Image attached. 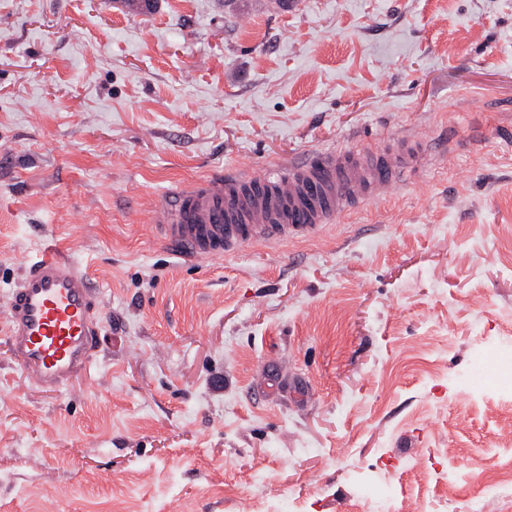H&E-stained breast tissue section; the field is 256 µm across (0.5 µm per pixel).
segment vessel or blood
I'll use <instances>...</instances> for the list:
<instances>
[{
    "instance_id": "obj_1",
    "label": "vessel or blood",
    "mask_w": 512,
    "mask_h": 512,
    "mask_svg": "<svg viewBox=\"0 0 512 512\" xmlns=\"http://www.w3.org/2000/svg\"><path fill=\"white\" fill-rule=\"evenodd\" d=\"M430 149V136L416 133L381 147L303 154L275 169L219 172L151 203L152 230L188 260L307 238L388 194ZM102 328L92 284L71 260L46 251L26 265L7 332L27 381L68 387L97 351Z\"/></svg>"
}]
</instances>
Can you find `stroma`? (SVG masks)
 <instances>
[{
  "instance_id": "stroma-1",
  "label": "stroma",
  "mask_w": 512,
  "mask_h": 512,
  "mask_svg": "<svg viewBox=\"0 0 512 512\" xmlns=\"http://www.w3.org/2000/svg\"><path fill=\"white\" fill-rule=\"evenodd\" d=\"M455 127L310 239L186 261L148 202ZM69 256L103 331L25 382L5 318ZM512 0H0V512H512ZM382 480L389 498L364 500Z\"/></svg>"
}]
</instances>
